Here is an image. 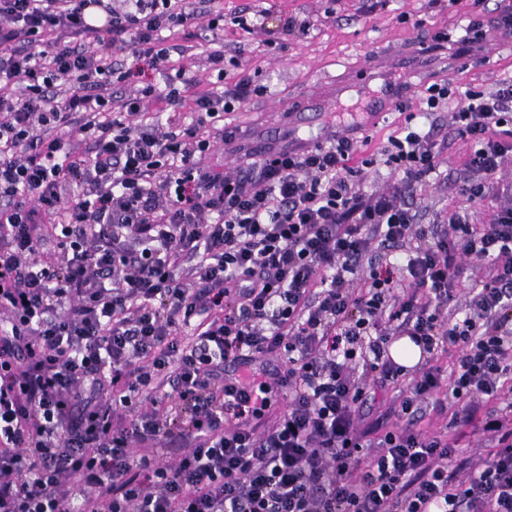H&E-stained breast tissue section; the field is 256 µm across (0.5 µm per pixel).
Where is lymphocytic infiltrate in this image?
I'll return each mask as SVG.
<instances>
[{
  "label": "lymphocytic infiltrate",
  "instance_id": "1",
  "mask_svg": "<svg viewBox=\"0 0 512 512\" xmlns=\"http://www.w3.org/2000/svg\"><path fill=\"white\" fill-rule=\"evenodd\" d=\"M485 2L424 53L512 38V0ZM223 19L222 0H0V512H512V79L433 81L378 147L335 133L227 170L205 159L261 88L197 93L175 62ZM445 111L466 204L425 224ZM397 336L427 357L414 376ZM427 406L487 438L480 466L418 429ZM391 356L395 362L406 367L415 365L421 355V351L409 337H404L391 347Z\"/></svg>",
  "mask_w": 512,
  "mask_h": 512
}]
</instances>
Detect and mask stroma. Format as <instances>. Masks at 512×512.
Returning <instances> with one entry per match:
<instances>
[{"mask_svg": "<svg viewBox=\"0 0 512 512\" xmlns=\"http://www.w3.org/2000/svg\"><path fill=\"white\" fill-rule=\"evenodd\" d=\"M263 10L264 24L248 33L232 24L245 2ZM472 9L471 0H224L226 23L219 37L225 58L241 54L255 70L264 93L250 98L226 115L227 126L239 128L247 142L259 146L294 128V113H308L320 125L371 126L375 143L386 142L399 126L396 111L373 112L358 95L359 88L376 87L382 73L394 69L418 42H431L442 30H453ZM309 22L307 34H287L288 17ZM445 70L460 87H490L512 76V41L488 40L478 52L447 59ZM467 146L457 140L441 157L448 181L417 193L414 203L427 216L461 205L451 183L461 169ZM420 429L447 428L462 456L481 463L489 446L482 435L454 426L449 416L427 412Z\"/></svg>", "mask_w": 512, "mask_h": 512, "instance_id": "1", "label": "stroma"}]
</instances>
